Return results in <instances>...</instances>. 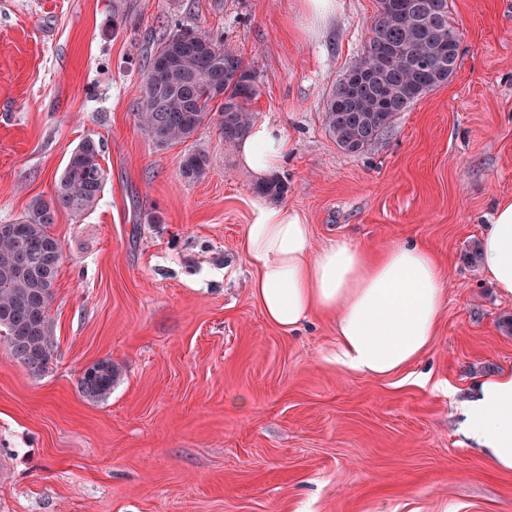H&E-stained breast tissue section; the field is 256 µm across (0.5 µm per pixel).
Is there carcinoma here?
Listing matches in <instances>:
<instances>
[{"instance_id": "1", "label": "carcinoma", "mask_w": 512, "mask_h": 512, "mask_svg": "<svg viewBox=\"0 0 512 512\" xmlns=\"http://www.w3.org/2000/svg\"><path fill=\"white\" fill-rule=\"evenodd\" d=\"M363 56L350 68L352 77L337 80L324 120L339 148L358 154L369 150L394 117L454 73L459 34L448 0H379ZM258 96L254 71L224 40L206 30L178 29L163 38L150 58L136 112L139 128L159 146L191 139L219 115L224 144L244 139L255 120ZM101 145L86 138L72 152L54 196L34 199L27 213L0 233V330L14 358L30 373L41 374L54 356L50 310L54 294L43 284L56 280L62 246L49 233L58 210L80 214L98 199L105 182ZM207 159L200 152L183 157L181 176L200 178ZM288 191L279 177L256 186L263 196ZM117 370L112 360L93 364L79 379L83 396L102 400L112 393Z\"/></svg>"}]
</instances>
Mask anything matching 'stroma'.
Listing matches in <instances>:
<instances>
[{
	"label": "stroma",
	"mask_w": 512,
	"mask_h": 512,
	"mask_svg": "<svg viewBox=\"0 0 512 512\" xmlns=\"http://www.w3.org/2000/svg\"><path fill=\"white\" fill-rule=\"evenodd\" d=\"M449 9L453 76L349 154L324 112L377 0H339L323 20L303 0H0V224L52 197L83 139L106 172L94 206L50 227L48 370L29 373L0 336V512H512V472L489 466L458 411L512 369V300L478 254L512 198V0ZM180 28L222 36L255 71L256 119L291 145L280 202L315 247L415 241L436 256L437 334L400 373L340 365L331 315L289 333L266 321L243 249L257 181L216 122L165 147L138 128L148 61ZM193 151L208 158L194 181L180 175ZM102 359L120 373L90 401L78 380Z\"/></svg>",
	"instance_id": "stroma-1"
}]
</instances>
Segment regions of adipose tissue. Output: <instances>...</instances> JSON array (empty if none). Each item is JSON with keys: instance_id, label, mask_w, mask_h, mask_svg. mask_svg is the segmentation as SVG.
<instances>
[{"instance_id": "ef3b65f1", "label": "adipose tissue", "mask_w": 512, "mask_h": 512, "mask_svg": "<svg viewBox=\"0 0 512 512\" xmlns=\"http://www.w3.org/2000/svg\"><path fill=\"white\" fill-rule=\"evenodd\" d=\"M289 150L276 124H254L238 146L241 165L260 180L278 172ZM245 248L251 283L266 319L293 331L316 312L336 317L339 358L349 370L385 377L416 361L436 334L445 301L435 255L398 243L378 252L340 238L314 249L302 215L263 201L252 204ZM485 275L512 299V199L496 203L482 238ZM461 431L491 467L512 472V370L477 383L462 402Z\"/></svg>"}]
</instances>
